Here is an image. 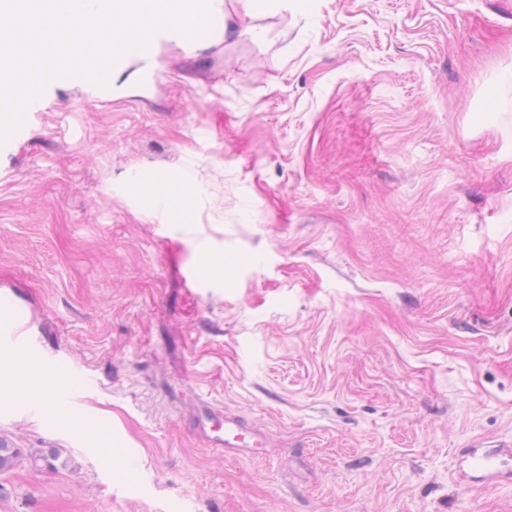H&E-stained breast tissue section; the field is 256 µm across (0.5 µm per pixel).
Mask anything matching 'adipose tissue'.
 Returning a JSON list of instances; mask_svg holds the SVG:
<instances>
[{
  "mask_svg": "<svg viewBox=\"0 0 512 512\" xmlns=\"http://www.w3.org/2000/svg\"><path fill=\"white\" fill-rule=\"evenodd\" d=\"M127 184L132 190L141 192L147 204L170 224L191 223L193 207L202 192V184L189 164L176 174H161L147 183L132 173L127 177ZM63 391V384L50 387L39 383L32 371H21L10 363L0 366L1 403L34 394L56 400Z\"/></svg>",
  "mask_w": 512,
  "mask_h": 512,
  "instance_id": "obj_1",
  "label": "adipose tissue"
}]
</instances>
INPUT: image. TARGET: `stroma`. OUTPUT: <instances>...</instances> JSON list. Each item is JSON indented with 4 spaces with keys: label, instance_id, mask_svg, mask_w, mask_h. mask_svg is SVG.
Returning a JSON list of instances; mask_svg holds the SVG:
<instances>
[{
    "label": "stroma",
    "instance_id": "35a3bbf8",
    "mask_svg": "<svg viewBox=\"0 0 512 512\" xmlns=\"http://www.w3.org/2000/svg\"><path fill=\"white\" fill-rule=\"evenodd\" d=\"M213 25L49 84L0 151V321H44L102 432L0 407V439L63 461L0 476V512H512L460 467L512 439V0H226ZM188 162L194 223L126 189ZM202 241L229 272L184 281ZM204 404L263 454L208 447Z\"/></svg>",
    "mask_w": 512,
    "mask_h": 512
}]
</instances>
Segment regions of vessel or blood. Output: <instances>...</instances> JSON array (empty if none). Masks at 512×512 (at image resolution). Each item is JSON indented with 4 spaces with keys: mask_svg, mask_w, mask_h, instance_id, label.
I'll return each mask as SVG.
<instances>
[{
    "mask_svg": "<svg viewBox=\"0 0 512 512\" xmlns=\"http://www.w3.org/2000/svg\"><path fill=\"white\" fill-rule=\"evenodd\" d=\"M40 324L31 318L12 319L0 324V339L14 348L17 363L41 350ZM193 430L206 438L209 447L221 451H237L249 455L259 454L266 447L267 437L260 431L241 424L223 411L207 407L200 411ZM512 456V444L496 440L479 441L468 446L463 456L471 478L481 485H493L502 477L501 461Z\"/></svg>",
    "mask_w": 512,
    "mask_h": 512,
    "instance_id": "obj_1",
    "label": "vessel or blood"
}]
</instances>
